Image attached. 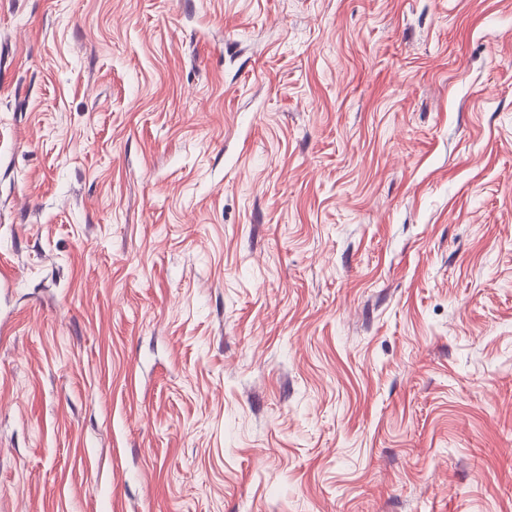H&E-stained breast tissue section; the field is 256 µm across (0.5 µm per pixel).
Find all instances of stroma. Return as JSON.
<instances>
[{"instance_id":"35a3bbf8","label":"stroma","mask_w":512,"mask_h":512,"mask_svg":"<svg viewBox=\"0 0 512 512\" xmlns=\"http://www.w3.org/2000/svg\"><path fill=\"white\" fill-rule=\"evenodd\" d=\"M0 512H512V0H0Z\"/></svg>"}]
</instances>
